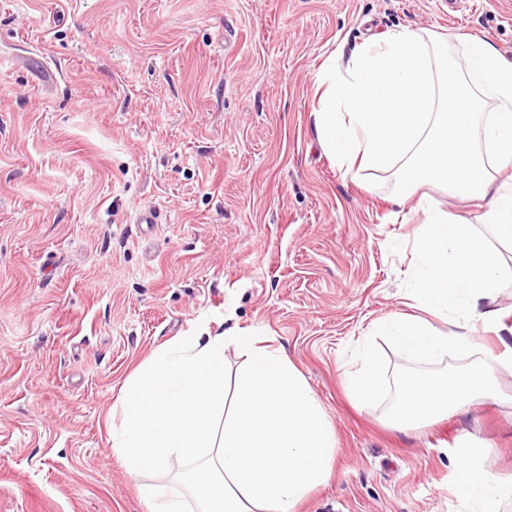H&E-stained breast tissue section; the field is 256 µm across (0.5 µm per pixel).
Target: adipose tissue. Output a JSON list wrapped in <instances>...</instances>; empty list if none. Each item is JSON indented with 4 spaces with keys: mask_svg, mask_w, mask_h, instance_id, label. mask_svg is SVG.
<instances>
[{
    "mask_svg": "<svg viewBox=\"0 0 512 512\" xmlns=\"http://www.w3.org/2000/svg\"><path fill=\"white\" fill-rule=\"evenodd\" d=\"M446 40L413 30L385 33L346 64L328 60L316 75L312 114L330 160L348 174L393 173L404 203L423 184L450 197L484 202L480 225L420 199L423 221L405 297L418 315L379 319L358 359L339 369L352 401L370 407L383 369L382 338L407 358L436 364L480 350L475 323L502 345L494 363L401 381L388 418L405 432L492 396L497 376H512V319L483 304L512 282V182L493 188L512 166V64L486 41ZM493 244L477 245L481 232ZM241 363L226 372V350ZM112 448L128 473L178 469L175 484H145L147 512H295L334 473L336 433L287 351L230 328L191 333L159 347L129 379ZM452 491L470 512H496L512 482L494 475L479 446L456 449Z\"/></svg>",
    "mask_w": 512,
    "mask_h": 512,
    "instance_id": "obj_1",
    "label": "adipose tissue"
}]
</instances>
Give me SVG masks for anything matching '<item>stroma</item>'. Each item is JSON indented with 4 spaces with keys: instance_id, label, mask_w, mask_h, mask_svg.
<instances>
[{
    "instance_id": "stroma-1",
    "label": "stroma",
    "mask_w": 512,
    "mask_h": 512,
    "mask_svg": "<svg viewBox=\"0 0 512 512\" xmlns=\"http://www.w3.org/2000/svg\"><path fill=\"white\" fill-rule=\"evenodd\" d=\"M402 28L512 62V0H0V512H146L112 413L202 322L284 346L332 422L336 474L297 512H465L461 442L512 476V376L400 434L392 394L355 408L337 371L407 312L423 215L330 162L315 76Z\"/></svg>"
}]
</instances>
